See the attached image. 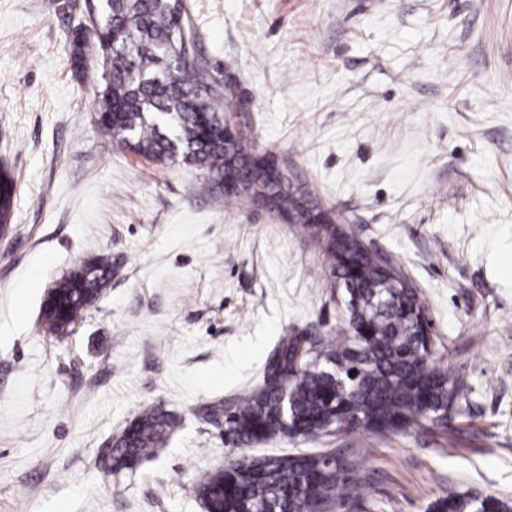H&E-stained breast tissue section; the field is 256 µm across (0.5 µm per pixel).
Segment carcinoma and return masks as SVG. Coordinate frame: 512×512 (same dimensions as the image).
<instances>
[{
	"mask_svg": "<svg viewBox=\"0 0 512 512\" xmlns=\"http://www.w3.org/2000/svg\"><path fill=\"white\" fill-rule=\"evenodd\" d=\"M96 8V63L108 73L91 93L98 122L136 153L193 166L207 193L226 202L259 203L266 182L245 161L249 138L226 140L220 133L237 98L195 49L183 0H98ZM234 157L241 160L243 181L239 190L226 191L224 173ZM14 192V179L0 167V222ZM270 202L322 243L329 274L344 290L346 329L337 338L282 337L263 366L262 386L217 405L237 452L224 467L197 477L204 512H322L353 481V462L341 457H252L244 446L278 436L314 437L330 428L375 436L445 429L449 412L467 403L463 380L436 364L434 340L421 324L427 310L415 289L396 285L398 270L390 259L375 260L355 237L314 221L325 210L288 180ZM114 272L108 255L80 263L58 283L63 292L54 318L66 320L101 294ZM175 424L160 410L136 414L109 441L112 473L150 459ZM427 512H512V504L493 494H457L434 499Z\"/></svg>",
	"mask_w": 512,
	"mask_h": 512,
	"instance_id": "carcinoma-1",
	"label": "carcinoma"
}]
</instances>
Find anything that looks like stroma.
I'll list each match as a JSON object with an SVG mask.
<instances>
[{
	"instance_id": "stroma-1",
	"label": "stroma",
	"mask_w": 512,
	"mask_h": 512,
	"mask_svg": "<svg viewBox=\"0 0 512 512\" xmlns=\"http://www.w3.org/2000/svg\"><path fill=\"white\" fill-rule=\"evenodd\" d=\"M0 0V512H204L199 471L229 447L218 403L258 389L281 336L345 326L319 243L199 174L114 145L71 68L82 8ZM211 68L247 99L259 150L416 288L435 361L468 405L447 431H338L248 446L342 449L361 494L324 512H426L448 494L512 501V0H184ZM109 255L111 284L64 338L45 293ZM177 425L121 475L100 450L140 411ZM15 192V182L9 172L0 167V223L11 210ZM2 224V223H1ZM0 224V225H1Z\"/></svg>"
}]
</instances>
